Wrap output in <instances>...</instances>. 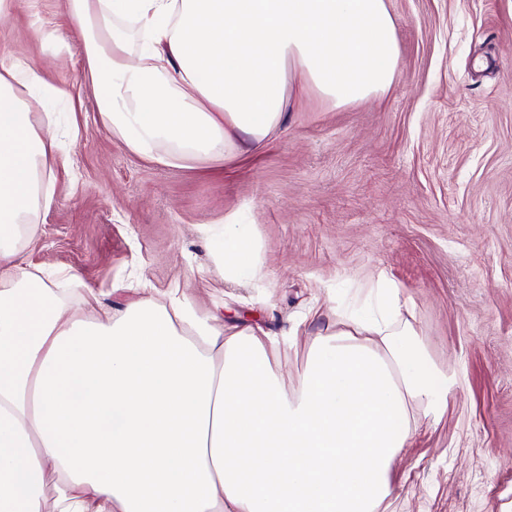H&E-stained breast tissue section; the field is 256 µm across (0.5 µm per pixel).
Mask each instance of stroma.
<instances>
[{
    "label": "stroma",
    "mask_w": 512,
    "mask_h": 512,
    "mask_svg": "<svg viewBox=\"0 0 512 512\" xmlns=\"http://www.w3.org/2000/svg\"><path fill=\"white\" fill-rule=\"evenodd\" d=\"M0 57L46 62L64 148L50 208L20 258L75 273L121 311L147 272L208 311L273 333L377 273L403 289L432 363L455 387L395 462L387 512H512V0H386L400 47L387 93L311 97L264 145L187 168L137 158L102 118L68 0H15ZM78 102L77 132L65 118ZM251 227L261 290L225 281L204 226Z\"/></svg>",
    "instance_id": "stroma-1"
}]
</instances>
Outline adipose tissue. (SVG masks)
<instances>
[{
	"label": "adipose tissue",
	"instance_id": "obj_1",
	"mask_svg": "<svg viewBox=\"0 0 512 512\" xmlns=\"http://www.w3.org/2000/svg\"><path fill=\"white\" fill-rule=\"evenodd\" d=\"M98 108L136 156L184 168L257 148L292 94L340 107L399 72L386 0H69ZM144 42L131 57L133 34ZM41 62L0 61V512H380L418 415L440 419L453 382L412 324L401 286L373 276L329 323L297 379L278 335L221 322L148 277L120 314L70 311L18 259L50 207L59 150ZM231 282L259 285L246 225L221 231Z\"/></svg>",
	"mask_w": 512,
	"mask_h": 512
}]
</instances>
